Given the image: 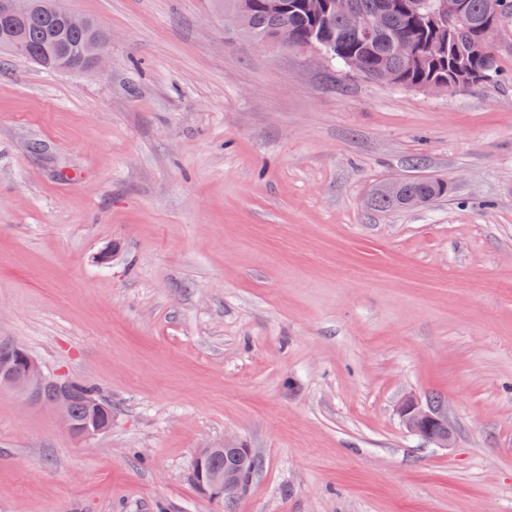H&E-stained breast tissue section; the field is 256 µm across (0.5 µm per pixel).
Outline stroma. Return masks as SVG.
I'll list each match as a JSON object with an SVG mask.
<instances>
[{
  "label": "stroma",
  "instance_id": "1",
  "mask_svg": "<svg viewBox=\"0 0 512 512\" xmlns=\"http://www.w3.org/2000/svg\"><path fill=\"white\" fill-rule=\"evenodd\" d=\"M66 4L103 71L0 53V338L112 428L0 387V512H512V21L500 81L438 95L209 0ZM398 177L448 194L376 210ZM228 439L258 466L224 504L192 472ZM423 406L426 408H429L433 411H436L438 416H440L441 414H445L443 406L440 403V401L430 400L429 402H426L425 404H423ZM423 406L421 405V403L418 400L414 399L413 397H406L399 402V404L397 406V412L399 414V417H400L403 425L409 432H411L413 434H418V435H421L424 437H428L422 432L420 426L423 421H425L427 419H432V418H434V416H433V413L431 412V410L426 409ZM429 433L431 435H434L437 437H441L445 434H448V438H445V439H439V438L434 439V438L428 437V438L434 440L436 444H438L440 447H443V448L448 447V444L453 437V431L450 428L449 424H448V427L444 426L442 428H437L432 425L429 428Z\"/></svg>",
  "mask_w": 512,
  "mask_h": 512
}]
</instances>
